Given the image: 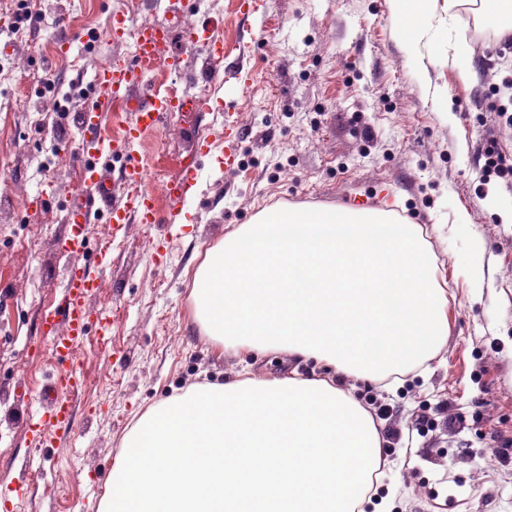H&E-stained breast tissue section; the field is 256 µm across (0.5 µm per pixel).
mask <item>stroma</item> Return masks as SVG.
<instances>
[{
    "instance_id": "35a3bbf8",
    "label": "stroma",
    "mask_w": 512,
    "mask_h": 512,
    "mask_svg": "<svg viewBox=\"0 0 512 512\" xmlns=\"http://www.w3.org/2000/svg\"><path fill=\"white\" fill-rule=\"evenodd\" d=\"M182 0L183 19L223 40L224 82L205 76L208 44L173 42L175 67L151 80L205 100L203 119L183 113L142 140L136 156L158 170L162 212L180 208L181 224H90L91 243L109 238L107 292L91 307L111 319L104 345L88 340L74 352L84 379L75 402V436L41 451L43 467L12 512H97L94 486L107 480L132 420L174 391L243 377L295 372L330 377L363 405H385L380 480L389 512H512V183L482 175L486 139L512 163V129L496 112L512 111V47L481 38L487 25L475 0L456 18L427 19L416 51L394 36L389 0ZM41 19L0 56V485L23 479L28 412L20 388L41 386L52 356L39 343L44 309L72 265L58 242L69 231L67 201L80 187L76 164L45 170L58 125L56 91L46 75L89 88L103 59L127 56L130 44L105 39L113 16L130 25L170 23L165 0H40ZM267 22L263 40L247 30ZM96 32L87 40V32ZM66 55H59L62 41ZM468 46L471 80H463L456 44ZM451 111H442L441 92ZM244 128L232 144L234 171L224 169L226 118ZM200 176L182 204L161 195L184 170ZM54 201L36 222L26 203L38 190ZM396 211L420 225L436 254L448 295V340L389 390L334 368L278 351L257 357L224 352L198 331L191 314L192 274L205 252L266 208L347 206ZM465 211L466 231L452 229ZM482 243L485 279L469 288L464 272ZM419 431H412L413 422ZM405 431L401 440L389 429Z\"/></svg>"
}]
</instances>
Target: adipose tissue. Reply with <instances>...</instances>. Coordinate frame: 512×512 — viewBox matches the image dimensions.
Returning a JSON list of instances; mask_svg holds the SVG:
<instances>
[{
  "mask_svg": "<svg viewBox=\"0 0 512 512\" xmlns=\"http://www.w3.org/2000/svg\"><path fill=\"white\" fill-rule=\"evenodd\" d=\"M459 0H390L395 37ZM370 413L323 378L189 387L126 431L97 512H364L381 464Z\"/></svg>",
  "mask_w": 512,
  "mask_h": 512,
  "instance_id": "ef3b65f1",
  "label": "adipose tissue"
}]
</instances>
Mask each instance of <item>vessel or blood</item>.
<instances>
[{"mask_svg": "<svg viewBox=\"0 0 512 512\" xmlns=\"http://www.w3.org/2000/svg\"><path fill=\"white\" fill-rule=\"evenodd\" d=\"M134 34L132 56L112 59L95 72L94 100L80 119V137L73 156L82 170L83 188L65 206L69 234L62 249L68 254L87 252L84 228L99 219L122 225L161 223L153 193L142 186L143 168L133 156L134 148L144 131L162 130L178 113L208 110L203 100L151 85L147 76L148 66L161 59L174 39L189 45L198 42L199 28L142 25ZM110 112L135 115L134 123L125 128L117 143L111 142L104 128V117ZM113 156L125 160L116 173L99 165L101 158ZM111 260L109 252L99 251L93 263L70 268L56 304L43 313L40 333L56 364L43 389L19 394L28 408L31 446L70 438L75 433L73 401L82 381L74 366L73 351L91 336L93 329H108L107 312L90 309L87 302L105 285L103 270Z\"/></svg>", "mask_w": 512, "mask_h": 512, "instance_id": "b4317fda", "label": "vessel or blood"}]
</instances>
